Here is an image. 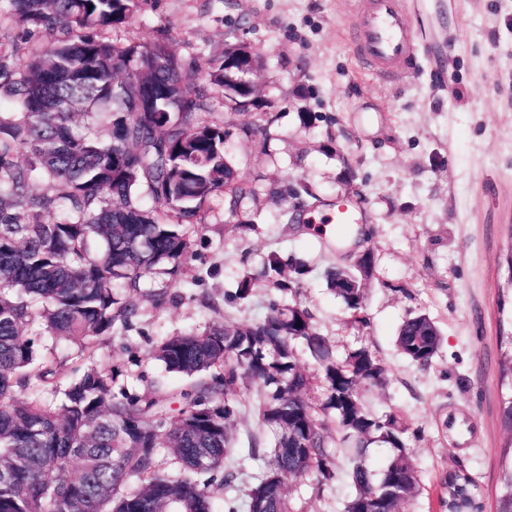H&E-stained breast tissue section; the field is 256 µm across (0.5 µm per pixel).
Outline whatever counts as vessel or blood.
<instances>
[{"mask_svg":"<svg viewBox=\"0 0 512 512\" xmlns=\"http://www.w3.org/2000/svg\"><path fill=\"white\" fill-rule=\"evenodd\" d=\"M366 2V7L358 11L359 56L375 67L378 77L401 79V72L391 70L390 65L410 56L415 49L404 0Z\"/></svg>","mask_w":512,"mask_h":512,"instance_id":"obj_1","label":"vessel or blood"}]
</instances>
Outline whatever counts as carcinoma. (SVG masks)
<instances>
[{"instance_id": "obj_1", "label": "carcinoma", "mask_w": 512, "mask_h": 512, "mask_svg": "<svg viewBox=\"0 0 512 512\" xmlns=\"http://www.w3.org/2000/svg\"><path fill=\"white\" fill-rule=\"evenodd\" d=\"M25 29L54 34L22 69L0 59V512H215L210 484L196 475L257 459L264 439L247 435L239 454L233 427L247 411L231 390L258 382V420L270 437L265 468L253 477L247 512H292L287 476L337 475V454L348 458L354 492L344 512H400L419 492L408 457L409 427L393 411L368 406L361 391L388 382L385 365L367 345L333 352L311 312L293 299L272 303L256 320L229 316L201 334L170 336L152 351L165 371L182 375L187 388L170 414L171 395L156 382L150 393L115 389L117 376L90 364L72 370L60 389L62 360L38 351L30 325L57 340H80L92 357L103 337L127 329L139 315L116 292H137L162 277L180 285L191 249L188 228L204 223L205 203L222 193L231 215L254 193L224 148L227 132L200 122L212 111L214 92L229 111L242 97L224 89V59L186 62L166 35L118 47L98 35L126 24L147 0H4ZM27 152L31 163L17 158ZM46 183L33 190L34 180ZM148 191L157 206L140 201ZM292 203L314 199L313 186L288 183ZM46 212L62 219L40 221ZM372 250L354 251L323 271L351 322L367 325L366 289ZM313 272L298 255L266 256L230 294L245 302L256 282L297 295ZM442 334L426 314L400 326L396 345L410 361L428 365ZM317 364L318 383L298 366L299 352ZM43 396L26 390L32 379ZM501 382L510 394L503 418L512 424V353ZM390 449L392 460L376 473L363 449ZM169 450L180 465L161 467ZM78 473L69 471L71 461ZM462 486L467 507L482 510L481 490L463 472L448 475ZM497 512H512V466H503Z\"/></svg>"}]
</instances>
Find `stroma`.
<instances>
[{
  "instance_id": "obj_1",
  "label": "stroma",
  "mask_w": 512,
  "mask_h": 512,
  "mask_svg": "<svg viewBox=\"0 0 512 512\" xmlns=\"http://www.w3.org/2000/svg\"><path fill=\"white\" fill-rule=\"evenodd\" d=\"M358 0H148L127 24L109 30L117 44L166 32L177 56L219 58L245 42L261 58L258 106L231 115L215 95L207 120L229 130L233 168L256 187L229 213L214 196L204 227L192 230L188 282L160 306L138 295L133 325L108 336L97 366L118 385L143 393L160 381L182 388L150 355L163 338L206 331L231 316L255 320L269 301L258 286L248 303L227 295L243 271H258L270 251L298 254L314 268L298 290L333 350L368 345L388 370L384 387L364 391L376 410L394 408L409 424L407 452L421 492L404 512H446L448 474L463 470L496 512L502 457L512 430L502 420V362L512 328V0H407L423 50L403 62L398 81L362 70L352 30ZM0 58L22 66L52 39L25 32L0 12ZM309 113L301 124L299 113ZM269 125L268 137L251 128ZM356 173L360 216L371 227L361 248L375 255L364 327L349 316L322 274L339 262L330 239L296 229L282 196L289 181L312 183L335 200L344 165ZM255 228L244 231L242 221ZM428 314L443 342L429 365L406 359L396 334L415 313ZM293 512H343L352 493L345 473L325 484L286 478Z\"/></svg>"
}]
</instances>
